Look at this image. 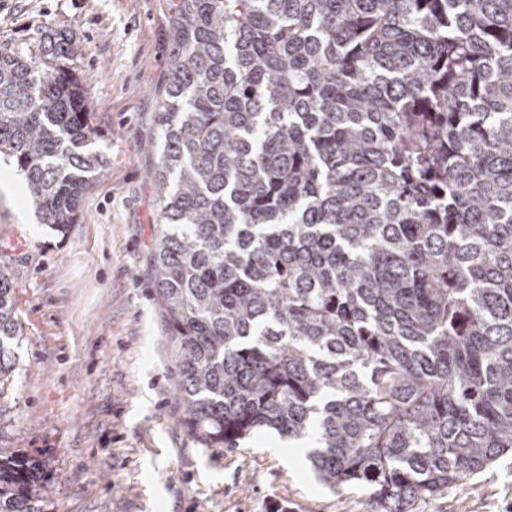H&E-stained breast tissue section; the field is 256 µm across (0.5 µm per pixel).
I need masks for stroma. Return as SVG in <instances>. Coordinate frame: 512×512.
Here are the masks:
<instances>
[{"instance_id":"1","label":"stroma","mask_w":512,"mask_h":512,"mask_svg":"<svg viewBox=\"0 0 512 512\" xmlns=\"http://www.w3.org/2000/svg\"><path fill=\"white\" fill-rule=\"evenodd\" d=\"M45 28L79 49L73 72L106 164L88 175L64 236L25 195L0 192V270L21 328L0 443L41 462V512H362L363 491L321 484L305 449L275 432L238 448L188 433L152 267L167 0H0V45ZM411 512H512V454Z\"/></svg>"}]
</instances>
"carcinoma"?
<instances>
[{
  "label": "carcinoma",
  "mask_w": 512,
  "mask_h": 512,
  "mask_svg": "<svg viewBox=\"0 0 512 512\" xmlns=\"http://www.w3.org/2000/svg\"><path fill=\"white\" fill-rule=\"evenodd\" d=\"M155 294L187 430L315 437L330 489L408 512L512 452V0H167ZM61 30L0 45V153L65 233L86 175ZM0 271V398L16 370ZM0 445V512H40Z\"/></svg>",
  "instance_id": "cac0c4a2"
}]
</instances>
